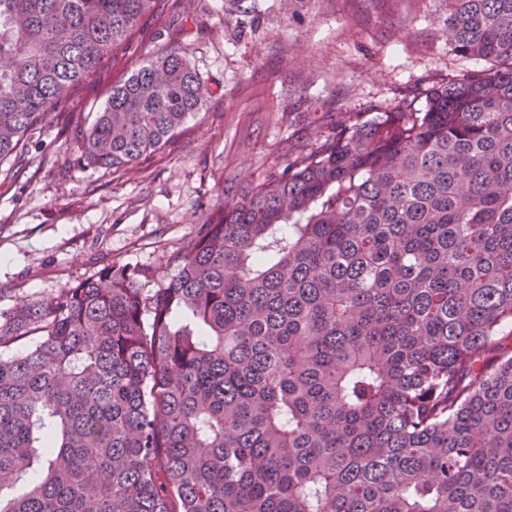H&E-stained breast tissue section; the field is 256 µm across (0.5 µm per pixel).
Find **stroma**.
Here are the masks:
<instances>
[{"label":"stroma","mask_w":512,"mask_h":512,"mask_svg":"<svg viewBox=\"0 0 512 512\" xmlns=\"http://www.w3.org/2000/svg\"><path fill=\"white\" fill-rule=\"evenodd\" d=\"M253 2V31L240 38L224 25L235 0H164L65 104L94 118L113 81L166 47H187L212 95L132 170L78 165L59 126L35 135L34 152L52 163L0 183V309L115 261L165 264L223 200L225 179L246 184L309 144L304 113L323 124L337 109L365 112L448 69L479 66L450 52L444 0H307L294 15L280 0Z\"/></svg>","instance_id":"1"}]
</instances>
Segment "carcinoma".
<instances>
[{
	"label": "carcinoma",
	"mask_w": 512,
	"mask_h": 512,
	"mask_svg": "<svg viewBox=\"0 0 512 512\" xmlns=\"http://www.w3.org/2000/svg\"><path fill=\"white\" fill-rule=\"evenodd\" d=\"M156 2L0 0V178L51 120L114 171L180 135L179 47L58 111ZM445 2L485 66L336 112L165 265L0 309V512H512V0Z\"/></svg>",
	"instance_id": "1"
}]
</instances>
